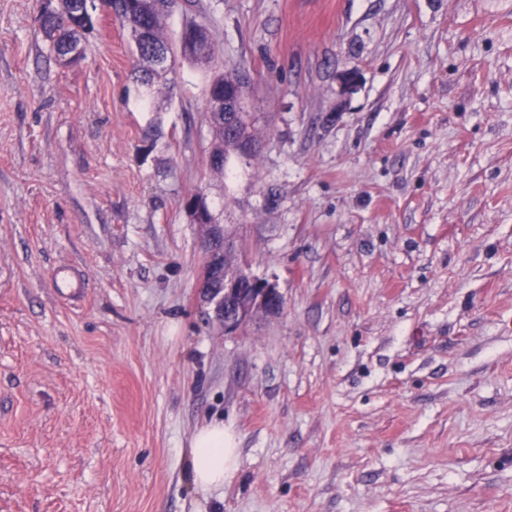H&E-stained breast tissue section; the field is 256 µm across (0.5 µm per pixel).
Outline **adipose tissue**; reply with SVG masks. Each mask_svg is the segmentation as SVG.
I'll list each match as a JSON object with an SVG mask.
<instances>
[{
  "label": "adipose tissue",
  "instance_id": "ef3b65f1",
  "mask_svg": "<svg viewBox=\"0 0 512 512\" xmlns=\"http://www.w3.org/2000/svg\"><path fill=\"white\" fill-rule=\"evenodd\" d=\"M236 435L223 421L197 428L191 440L190 474L196 487L208 491L223 486L237 470Z\"/></svg>",
  "mask_w": 512,
  "mask_h": 512
}]
</instances>
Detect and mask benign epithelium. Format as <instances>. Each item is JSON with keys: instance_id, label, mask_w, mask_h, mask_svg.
<instances>
[{"instance_id": "7a95c632", "label": "benign epithelium", "mask_w": 512, "mask_h": 512, "mask_svg": "<svg viewBox=\"0 0 512 512\" xmlns=\"http://www.w3.org/2000/svg\"><path fill=\"white\" fill-rule=\"evenodd\" d=\"M189 28L196 30L200 36V51H195L193 42L185 41L181 44V52H196L201 62L205 63L212 46L209 35L201 24H191ZM151 57L154 67L160 70L169 71L176 63L172 52L162 45L153 49ZM211 116L224 117L226 126L243 127L245 114L237 79L227 81L224 93L214 95ZM190 214L195 223L205 228L201 292L207 302L214 304L216 318L224 325V334L237 333L257 312L279 314L283 310L284 300L276 283L254 274L242 259L233 264L221 262V257L233 252V244L225 235L224 225L217 223L209 209L204 211L199 207Z\"/></svg>"}]
</instances>
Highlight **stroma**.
<instances>
[{
  "label": "stroma",
  "instance_id": "obj_1",
  "mask_svg": "<svg viewBox=\"0 0 512 512\" xmlns=\"http://www.w3.org/2000/svg\"><path fill=\"white\" fill-rule=\"evenodd\" d=\"M40 9L0 0V512H512V0H187L217 61L149 90L114 16L63 67ZM195 194L282 314L225 334ZM235 73H230L225 76L233 77ZM223 83L224 94L217 93L212 100V113L210 116L220 118L224 115V118L222 117L221 120H215V122L211 124L213 136L211 149L224 155V164H226L228 158L237 153L234 141L236 134L230 129L224 130V126L241 128L244 124L246 128L247 123L245 122L246 116L242 107V91L239 88L241 85L240 82L233 77L225 83L224 73H222L213 78L211 87ZM236 435L224 420H213L197 428L191 440L190 474L203 491L224 486L237 470Z\"/></svg>",
  "mask_w": 512,
  "mask_h": 512
}]
</instances>
